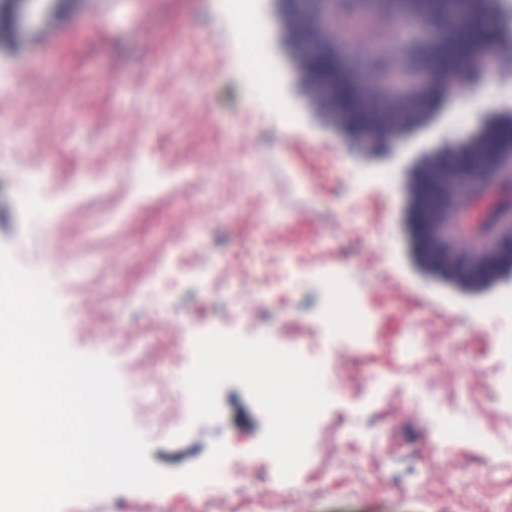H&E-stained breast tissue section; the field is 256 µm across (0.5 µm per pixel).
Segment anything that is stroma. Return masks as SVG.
Segmentation results:
<instances>
[{
  "label": "stroma",
  "mask_w": 512,
  "mask_h": 512,
  "mask_svg": "<svg viewBox=\"0 0 512 512\" xmlns=\"http://www.w3.org/2000/svg\"><path fill=\"white\" fill-rule=\"evenodd\" d=\"M279 95L268 107L224 0H0V245L28 247L56 300L67 347L113 366L150 462L179 473L227 450L216 482L163 496L118 490L59 512H512V273L494 294L461 286L411 250L416 152L405 163L353 154L318 87L278 50L287 17L251 0ZM406 20L376 0L322 22L338 72L352 48L403 67ZM300 81V98L287 95ZM512 104V58L488 60L449 133ZM485 210L460 214L450 247L479 253L475 224L512 210V175L492 176ZM293 243L277 244L276 233ZM357 321H336L338 300ZM315 347L329 397L291 479L260 448L266 417L234 382L219 416L192 418L186 377L209 332Z\"/></svg>",
  "instance_id": "obj_1"
}]
</instances>
